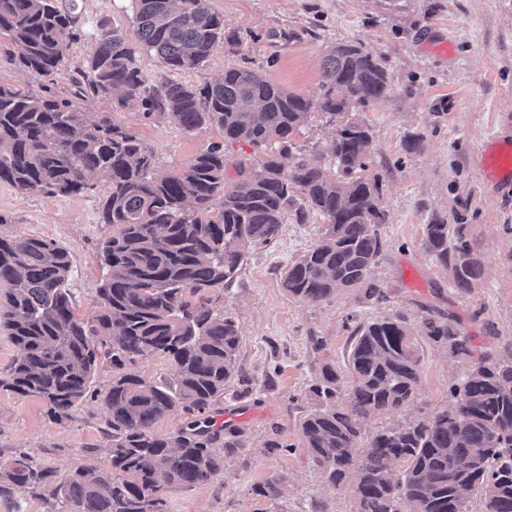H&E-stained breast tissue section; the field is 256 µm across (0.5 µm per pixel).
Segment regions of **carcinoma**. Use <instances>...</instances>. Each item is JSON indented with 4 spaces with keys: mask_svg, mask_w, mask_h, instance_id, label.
Returning a JSON list of instances; mask_svg holds the SVG:
<instances>
[{
    "mask_svg": "<svg viewBox=\"0 0 512 512\" xmlns=\"http://www.w3.org/2000/svg\"><path fill=\"white\" fill-rule=\"evenodd\" d=\"M137 41L100 26L96 50L73 95H37L0 85V181L49 196L77 195L101 178L110 191L100 223L108 276L92 314L74 313L67 288L69 254L38 237L0 238V331L21 355L0 386L40 398L56 422L72 418L93 395L97 368L112 366L102 396L111 438L112 471L79 466L62 479L28 455L0 461V497L53 486L57 512H168L159 480L181 486L224 473V455L245 448L243 430L212 431L210 413L240 377V335L219 312L218 293L236 280L247 254L274 243L288 210L323 215L319 240L281 275L288 296L321 302L340 290L364 289L383 250L386 214L381 183L364 176L371 133L350 123L331 142L335 172L291 154L290 135L319 107L330 115L365 107L390 92L387 71L358 44L332 47L317 103L273 84L248 67H228L203 86L149 83L136 55L153 51L181 72L203 65L224 40V20L207 0H131ZM77 0H0V33L21 49L35 76L61 70L75 38ZM121 92L119 108L164 117L187 132L218 127L224 141L255 147L279 143L259 169L247 159L225 178L224 148L213 144L176 175L160 176L155 156L112 113L89 116L88 97ZM426 251L451 268L454 286L473 290L484 268L466 225L435 218L425 227ZM426 339L468 363L448 405L364 441L363 418L409 405L420 384L417 342L407 322L386 318L354 331L346 369L321 367L306 398L313 401L300 434L314 465L336 490L352 486L356 512H512V357L474 356L469 338L450 322L422 320ZM147 353L175 366L170 380L130 369ZM188 415L187 427L159 434L156 422Z\"/></svg>",
    "mask_w": 512,
    "mask_h": 512,
    "instance_id": "1",
    "label": "carcinoma"
}]
</instances>
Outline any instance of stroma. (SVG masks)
<instances>
[{
  "label": "stroma",
  "mask_w": 512,
  "mask_h": 512,
  "mask_svg": "<svg viewBox=\"0 0 512 512\" xmlns=\"http://www.w3.org/2000/svg\"><path fill=\"white\" fill-rule=\"evenodd\" d=\"M239 33L231 46L217 44L204 66L170 72L155 53L141 52L140 70L154 85L177 79L201 86L228 67H251L295 94L319 99L322 64L335 45L358 43L387 70L389 94L368 106L329 118L313 109L292 138L309 164L326 169L335 161L328 148L342 124H366L372 134L368 175L382 183L387 222L385 245L369 279L383 300L362 290L310 303L294 299L280 284L281 271L318 240L326 220L288 214L277 242L250 253L237 282L217 306L234 317L240 333L238 364L249 395L238 383L225 389L212 416L215 428L225 414L239 415L246 448L225 457L224 473L190 488L162 484L168 512H356L351 490L328 487L304 448L299 420L312 404L305 394L323 364L343 367L354 326L405 317L420 346V387L410 405L363 420L365 435L407 424L446 405L448 389L466 365L423 338L422 319L452 320L470 338L475 353L500 358L512 353V183L501 184L481 170L485 145L512 141V0H208ZM79 39L58 73L39 81L19 61L20 49L0 34V83L25 92L49 85L63 93L80 77L96 47L99 24L134 35L129 0H78ZM448 43L449 53L438 52ZM83 108L111 113L150 148L159 175L181 171L198 152L221 143L228 160L262 164L267 151L245 142L225 143L216 127L188 133L161 118H143L120 109L114 98L91 97ZM416 138L418 151L406 149ZM109 187L72 196H47L0 182V238L35 236L66 248L71 258L68 286L74 311L87 317L107 275L99 257L112 233L100 223L99 208ZM441 218L466 227L484 275L474 290L453 285L423 247L424 227ZM107 411L87 399L71 420L49 418L44 403L0 389V460L27 454L64 477L80 465L110 469ZM280 430L290 447L271 451L264 443ZM275 482L278 493L259 495Z\"/></svg>",
  "instance_id": "stroma-1"
}]
</instances>
